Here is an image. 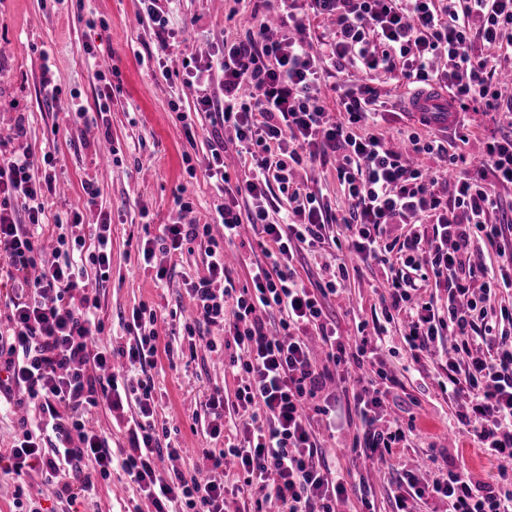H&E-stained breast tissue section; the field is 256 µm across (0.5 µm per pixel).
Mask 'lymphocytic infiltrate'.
<instances>
[{
	"instance_id": "f902f5d3",
	"label": "lymphocytic infiltrate",
	"mask_w": 512,
	"mask_h": 512,
	"mask_svg": "<svg viewBox=\"0 0 512 512\" xmlns=\"http://www.w3.org/2000/svg\"><path fill=\"white\" fill-rule=\"evenodd\" d=\"M314 16L335 25L336 39L325 55L307 48L304 17L288 16V34L279 41L264 38L266 24L227 42L220 56L195 60L185 84L196 107L213 126H233L243 154L252 159L250 174L231 182L224 170V142L213 136L205 175L224 190L216 211L224 226L216 240L207 224H168L162 235L143 238L145 265L157 255L193 242L205 248L207 276L187 291L195 314L186 322L188 336L216 350L209 327L224 331L225 341L240 354L231 359L240 379L235 402L211 392L205 406L212 412L211 438L226 425L242 437L228 448L203 449V477H186L178 469L161 473L163 457H178L168 432L156 424L155 382L148 375L158 353L156 312L134 309L126 325L133 340L115 350L97 344L104 324L97 316V288L84 279L85 264L108 276L111 264V217L101 213L93 227V251L86 239L57 236L64 261L38 264L42 248L38 228L46 213L43 197L52 185L57 159L52 153L34 158L8 150L0 139V276L11 283L4 305L7 326L0 330V397L6 403L34 407L22 418V436L0 449V470L24 476L44 473L52 495L75 503L95 489V478L109 479L121 470L139 488L151 512H232L225 495L224 459L233 457L246 489H258L265 500L286 512H334L347 497L343 480L333 478L312 429L311 416H325L335 428L325 381L347 360L362 363L369 344H382L384 326L374 337H361L347 352L323 301L336 294L335 280L311 290L300 284L292 261L300 251L322 242L330 223L340 222L350 253L381 265L401 264L402 274L389 277L387 307L410 318L405 341L413 360L430 352L442 333L455 343L447 353L448 373L438 387L449 400L461 401L457 420L486 455L501 468L512 467V305L493 307L497 293L512 289V225L491 217L501 207L496 185H512V137L486 143L477 175L459 172L455 191L444 195L438 178L423 169V155L447 158L438 140L408 136L402 149L385 148L363 125L381 115L379 94L365 81L340 98L342 116L326 123L320 96L323 61L337 73L401 74L409 92L434 86L451 90L461 113H512V99L497 88L500 59L476 54L475 41L512 48V0H310ZM223 75L220 92L211 89V73ZM335 161L344 185L347 208L335 214L320 188L296 187L293 166ZM294 202L280 221L269 219L271 185ZM253 204L238 209L240 197ZM258 225L267 264L251 272L252 288L236 289L226 264L224 243L232 242L242 223ZM407 225L403 237L390 228ZM156 281L168 271L155 266ZM444 289V306L435 307L423 292ZM278 318L281 332L266 323ZM143 369L136 383L124 372ZM389 377L384 371L359 379L354 412L370 429L365 448L378 456L405 444L401 424L375 430ZM137 412L126 424L128 446L113 455L107 438L89 424L98 408ZM94 473H86L85 461ZM438 497L448 512H512V491L477 486L469 471H449L445 481L421 486L405 474L394 491L398 512L409 502Z\"/></svg>"
}]
</instances>
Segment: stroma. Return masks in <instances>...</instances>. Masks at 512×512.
Listing matches in <instances>:
<instances>
[{"label": "stroma", "mask_w": 512, "mask_h": 512, "mask_svg": "<svg viewBox=\"0 0 512 512\" xmlns=\"http://www.w3.org/2000/svg\"><path fill=\"white\" fill-rule=\"evenodd\" d=\"M136 0H0V133L13 136L14 147L33 153L50 148L61 162L45 199L48 221L43 235L55 234V216L80 213L73 235L86 236L99 212L112 217L110 277L99 282L94 266H87L90 281L98 282L100 316L114 348L126 346L131 336L124 324L133 308L147 305L158 316L162 338L157 363L151 370L160 406L158 423L171 433L173 444L186 448L180 459H167L163 469L192 474L197 448H222L233 435L211 439L205 432L208 414L206 388L219 386L234 396L238 379L226 372L236 347H218L190 353L173 311L186 306V284L206 275L203 247L178 250L162 256L171 273L166 283H156L154 269L144 267L137 245L143 224L158 235L166 224H208L221 237L215 206L222 198L199 164L208 152L213 132L205 114L196 112L193 95L184 84L191 55L223 48L225 41L245 35L259 11L278 18L269 38L278 41L288 30L286 0H164L167 28L176 35L174 46L162 47L151 21H139ZM92 46L88 60L84 46ZM50 68L60 90L59 106L50 108L41 92L43 68ZM79 103L100 123L83 122L69 115L67 106ZM187 114L196 126L188 138L180 121ZM374 132L388 144L410 134L450 141L452 151L478 161L481 142L491 134L512 133V124L496 114L480 118L469 143L454 140L452 132L413 122L407 115L391 114ZM294 182L318 183L333 207H341L343 188L332 165L294 167ZM94 180L99 190L95 205H88L84 180ZM191 204L183 210L177 198ZM258 231L242 225L229 250L234 255L231 276L236 287L248 288L250 273L265 257L257 245ZM346 265L337 286L340 295L327 297V312L336 319L340 336L350 338L386 324L390 339L364 363L362 373L384 368L392 378L377 429L400 419L414 423L404 448L387 464L374 466L371 453L353 452L362 435L358 419L329 432L321 421L313 428L335 476L348 483L347 498L337 501L336 512H396L391 489L396 479L412 472L419 485L445 480L448 471L464 466L474 479L512 491V474L500 477L498 463L476 447L469 435L458 431L456 405L443 398L438 380L446 374L438 358L450 342L441 338L432 354L412 361L403 339L404 315L386 320L382 297L386 272L370 261L351 256L332 243L298 254L293 265L299 280L309 288L324 285L330 272ZM24 487L43 512H69L67 503L44 499V479L32 472L17 478L0 471V512H12L17 487ZM139 501L135 484L123 474L98 480L95 491L77 506L78 512H132Z\"/></svg>", "instance_id": "stroma-1"}]
</instances>
